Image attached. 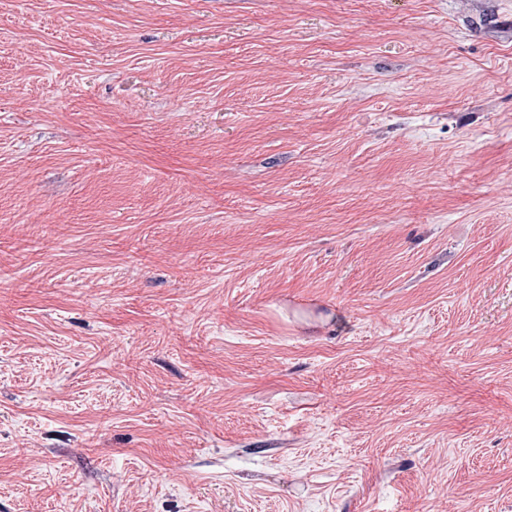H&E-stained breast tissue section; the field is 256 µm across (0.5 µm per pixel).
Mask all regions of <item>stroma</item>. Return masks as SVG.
Listing matches in <instances>:
<instances>
[{
    "label": "stroma",
    "mask_w": 512,
    "mask_h": 512,
    "mask_svg": "<svg viewBox=\"0 0 512 512\" xmlns=\"http://www.w3.org/2000/svg\"><path fill=\"white\" fill-rule=\"evenodd\" d=\"M0 512H512V0H0Z\"/></svg>",
    "instance_id": "35a3bbf8"
}]
</instances>
